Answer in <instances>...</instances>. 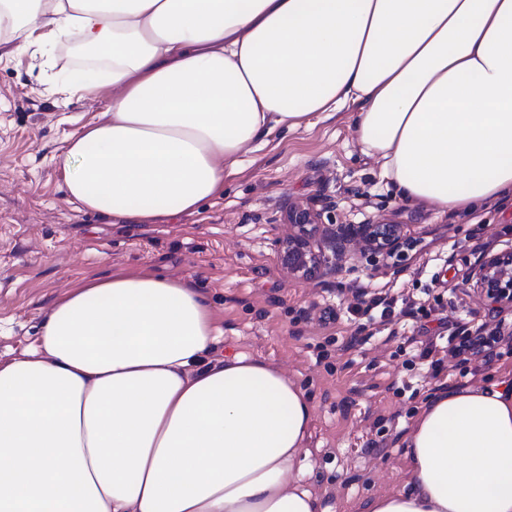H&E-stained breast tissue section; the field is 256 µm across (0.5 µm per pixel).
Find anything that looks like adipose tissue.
I'll return each mask as SVG.
<instances>
[{
	"instance_id": "obj_1",
	"label": "adipose tissue",
	"mask_w": 512,
	"mask_h": 512,
	"mask_svg": "<svg viewBox=\"0 0 512 512\" xmlns=\"http://www.w3.org/2000/svg\"><path fill=\"white\" fill-rule=\"evenodd\" d=\"M0 39L108 55L62 80L112 93L62 167L115 224L196 212L259 136L349 106L400 199L512 193V0H0ZM220 337L188 279L115 272L57 300L0 361V512H325L312 398ZM405 443L407 483L360 512H512V378L428 397Z\"/></svg>"
}]
</instances>
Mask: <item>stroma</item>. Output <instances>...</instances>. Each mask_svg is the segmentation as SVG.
I'll use <instances>...</instances> for the list:
<instances>
[{
	"instance_id": "35a3bbf8",
	"label": "stroma",
	"mask_w": 512,
	"mask_h": 512,
	"mask_svg": "<svg viewBox=\"0 0 512 512\" xmlns=\"http://www.w3.org/2000/svg\"><path fill=\"white\" fill-rule=\"evenodd\" d=\"M80 59L64 43L34 58L0 43V361L23 357L60 297L87 279L153 271L192 279L206 295L223 352L266 359L314 402L304 481L322 506L359 512L364 497L401 489L404 439L425 397L512 372V308L489 306L469 278L486 252L512 251V195L466 212L401 200L355 138L350 110L321 113L257 139L222 196L166 224H109L71 204L59 158L68 136L100 120L109 93L61 106L56 76ZM310 201L326 224H403L417 240L400 264L352 259L335 282H298L273 242L288 206ZM375 282L396 299L384 324L349 311ZM339 319L326 328L319 311ZM500 324L493 352L462 362L449 337ZM433 337L438 378L418 380L412 337ZM380 452H373V445Z\"/></svg>"
}]
</instances>
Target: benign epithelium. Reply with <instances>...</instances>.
<instances>
[{"label":"benign epithelium","instance_id":"obj_1","mask_svg":"<svg viewBox=\"0 0 512 512\" xmlns=\"http://www.w3.org/2000/svg\"><path fill=\"white\" fill-rule=\"evenodd\" d=\"M321 212L309 205L288 209V232L275 240V252L288 275L299 281L336 276L351 248L373 263L403 255L408 237L402 224H322ZM472 279L491 304L512 305V253L479 258Z\"/></svg>","mask_w":512,"mask_h":512}]
</instances>
